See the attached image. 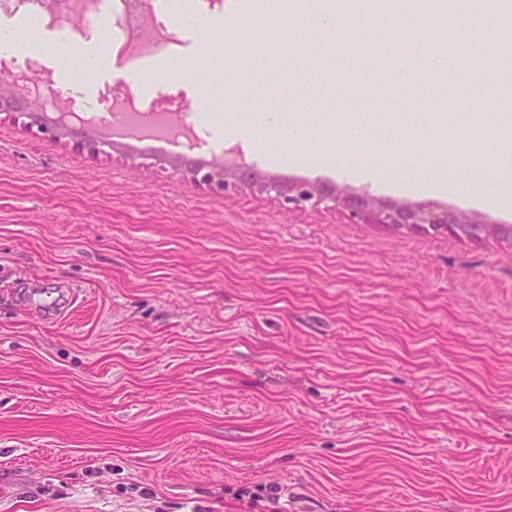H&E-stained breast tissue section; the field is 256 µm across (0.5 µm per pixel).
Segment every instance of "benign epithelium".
Returning a JSON list of instances; mask_svg holds the SVG:
<instances>
[{"instance_id": "7a95c632", "label": "benign epithelium", "mask_w": 512, "mask_h": 512, "mask_svg": "<svg viewBox=\"0 0 512 512\" xmlns=\"http://www.w3.org/2000/svg\"><path fill=\"white\" fill-rule=\"evenodd\" d=\"M0 112L19 114L25 118L26 128L35 127L51 139L56 140L69 135L67 129L63 127L48 126L39 121L40 114L43 112L39 103L28 101L21 104L12 98V92L4 86L0 88ZM190 172L196 181L212 189L224 191L229 187L228 169L222 164L199 165L190 169ZM238 180L244 186L257 184L261 190L274 194L281 203L296 209H304L308 206L317 208L323 203L331 202L335 208L343 207L349 213L350 220L355 223L362 221L368 224H388L396 229L408 230L443 224L448 227V231L467 238L503 236L501 224L473 223L460 212L447 209L439 211L425 203L412 207L377 208L369 198L364 196L330 198L324 195L316 185L308 182L288 185L275 181H259L244 171L239 173Z\"/></svg>"}]
</instances>
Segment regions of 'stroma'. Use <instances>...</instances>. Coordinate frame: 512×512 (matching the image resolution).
<instances>
[{
	"label": "stroma",
	"instance_id": "stroma-1",
	"mask_svg": "<svg viewBox=\"0 0 512 512\" xmlns=\"http://www.w3.org/2000/svg\"><path fill=\"white\" fill-rule=\"evenodd\" d=\"M231 3L195 24L188 0L167 7L179 52L136 84L111 19L65 32L0 15V37L32 46L4 57L14 90L31 61L56 88H118L218 126L191 152L92 155L0 112V512H512V243L354 224L186 171L224 157L263 180L512 225L495 202L512 138L443 144L458 113L512 104V82L473 79L481 61L432 73L428 0H370L341 35L313 34L305 0H274L242 66L234 35L250 23ZM402 27L414 40L394 39ZM408 57L410 82L389 84ZM303 112L418 123L376 141L274 136ZM235 122L251 141L220 132ZM358 163L450 167L458 188L407 191ZM241 488L262 490L257 510Z\"/></svg>",
	"mask_w": 512,
	"mask_h": 512
}]
</instances>
